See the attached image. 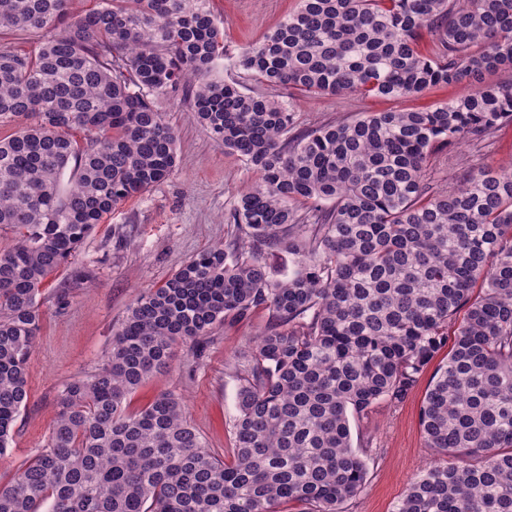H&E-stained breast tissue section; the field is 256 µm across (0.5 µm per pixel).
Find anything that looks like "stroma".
<instances>
[{
  "mask_svg": "<svg viewBox=\"0 0 512 512\" xmlns=\"http://www.w3.org/2000/svg\"><path fill=\"white\" fill-rule=\"evenodd\" d=\"M297 7L298 0H211V10L224 20L227 57L219 64L218 76L256 89V82L234 68L232 59L262 40ZM455 94V88L436 87L403 99L359 94L300 97L295 110L300 122L311 125L347 113L428 108ZM158 108L177 130L176 171L149 192L127 200L96 226L77 256L90 280L72 289L65 308L56 306L53 294L67 281V271L47 280L41 334L31 357L29 400L14 427L13 450L0 459L2 474H11L41 447L52 426L58 391L75 376L101 366L112 334L136 295L163 285L196 253L224 244L231 232L225 222L228 210L244 186L255 179L237 154L208 136L182 94L160 99ZM466 159L496 168L511 165L512 128L481 151L463 144L443 155L435 175L437 185L454 186L457 169ZM266 322V313L259 311L250 320L217 325L199 360L178 348L170 368L147 380L131 396L130 407L139 408L162 391L179 394L187 420L215 454H223L234 442L231 420L237 393V382L227 375L224 365L244 358L253 336ZM430 380V375H423L402 405L381 404L367 419L351 420L353 436L371 439L372 456L367 483L349 503V512H392L411 480L431 462L419 423Z\"/></svg>",
  "mask_w": 512,
  "mask_h": 512,
  "instance_id": "stroma-1",
  "label": "stroma"
}]
</instances>
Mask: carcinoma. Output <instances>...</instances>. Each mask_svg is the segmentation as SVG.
<instances>
[{"mask_svg":"<svg viewBox=\"0 0 512 512\" xmlns=\"http://www.w3.org/2000/svg\"><path fill=\"white\" fill-rule=\"evenodd\" d=\"M0 0V458L25 409L45 282L87 271L97 224L176 167L156 100L182 91L200 125L257 180L234 201L224 247L139 293L106 363L68 382L41 448L8 479L0 512H347L368 478L349 419L420 408L433 460L392 512H512V169L437 159L512 126V0H300L234 65L310 96L404 98L468 90L423 111L302 127L292 103L212 76L224 58L210 0ZM491 73L507 78L485 82ZM295 268L279 276L268 256ZM268 313L239 382L226 461L182 398L128 399L179 344Z\"/></svg>","mask_w":512,"mask_h":512,"instance_id":"1","label":"carcinoma"}]
</instances>
